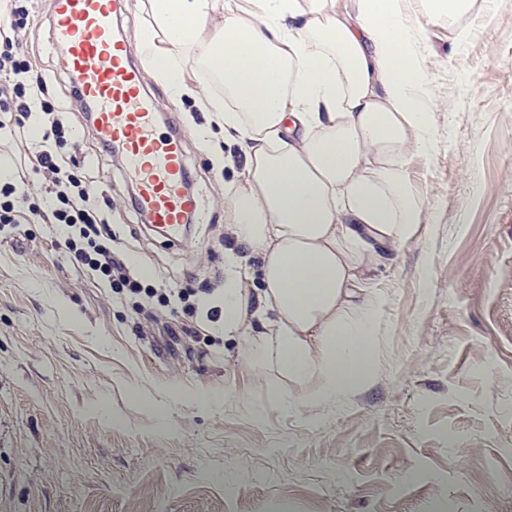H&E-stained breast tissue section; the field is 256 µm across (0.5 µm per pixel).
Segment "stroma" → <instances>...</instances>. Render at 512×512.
Instances as JSON below:
<instances>
[{
  "mask_svg": "<svg viewBox=\"0 0 512 512\" xmlns=\"http://www.w3.org/2000/svg\"><path fill=\"white\" fill-rule=\"evenodd\" d=\"M481 4L462 46L426 28L437 145L407 171L431 221L374 274L386 305L372 382L316 425L199 307L223 287L232 245L222 133L202 141L207 114L146 76L176 114L205 208L185 244H167L121 159L78 120L51 0H27L16 33L54 92L22 130L0 131V162L40 195L33 156L79 152L142 291L79 267L61 226L16 202L0 229V512H512V0ZM56 119L60 144L42 138ZM197 391L218 404L189 401Z\"/></svg>",
  "mask_w": 512,
  "mask_h": 512,
  "instance_id": "stroma-1",
  "label": "stroma"
}]
</instances>
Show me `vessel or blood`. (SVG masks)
I'll return each instance as SVG.
<instances>
[{
	"label": "vessel or blood",
	"mask_w": 512,
	"mask_h": 512,
	"mask_svg": "<svg viewBox=\"0 0 512 512\" xmlns=\"http://www.w3.org/2000/svg\"><path fill=\"white\" fill-rule=\"evenodd\" d=\"M123 8L124 0H53L51 39L77 84L76 111L89 112L99 141L122 157L146 222L178 243L200 203L186 187L182 137L158 131L175 115L147 92L135 49L119 33Z\"/></svg>",
	"instance_id": "obj_1"
}]
</instances>
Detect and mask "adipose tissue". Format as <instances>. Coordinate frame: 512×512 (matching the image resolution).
I'll return each instance as SVG.
<instances>
[{
    "label": "adipose tissue",
    "instance_id": "obj_1",
    "mask_svg": "<svg viewBox=\"0 0 512 512\" xmlns=\"http://www.w3.org/2000/svg\"><path fill=\"white\" fill-rule=\"evenodd\" d=\"M143 0L142 48L171 101L192 96L243 154L225 190L224 291L215 331L298 387L319 419L372 380L384 299L365 284L428 208L405 160L431 153L425 24L465 42L480 0ZM193 59L224 95L192 87ZM259 260L258 273L241 252Z\"/></svg>",
    "mask_w": 512,
    "mask_h": 512
}]
</instances>
